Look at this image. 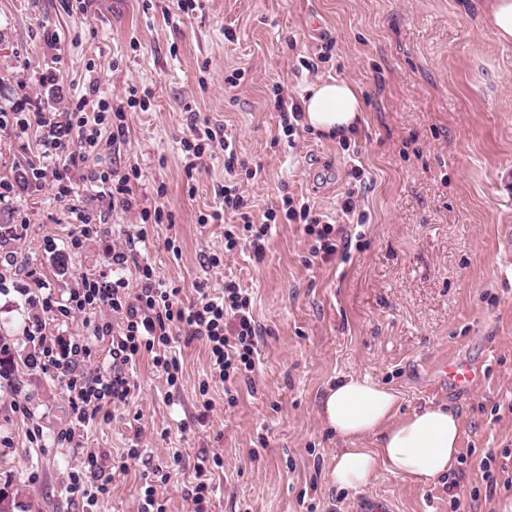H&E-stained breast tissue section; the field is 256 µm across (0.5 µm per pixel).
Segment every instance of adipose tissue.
<instances>
[{
  "label": "adipose tissue",
  "mask_w": 512,
  "mask_h": 512,
  "mask_svg": "<svg viewBox=\"0 0 512 512\" xmlns=\"http://www.w3.org/2000/svg\"><path fill=\"white\" fill-rule=\"evenodd\" d=\"M302 107L304 125L340 138L354 133L362 120L360 94L344 80L314 83ZM320 415L325 428L346 443L331 472L339 489L359 490L382 468L422 482L447 475L457 465L461 423L452 411L425 407L399 416L393 391L369 379L347 375L329 383ZM369 436L375 437V447H360Z\"/></svg>",
  "instance_id": "adipose-tissue-1"
}]
</instances>
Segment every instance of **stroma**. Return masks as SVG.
Returning a JSON list of instances; mask_svg holds the SVG:
<instances>
[{
	"label": "stroma",
	"instance_id": "obj_1",
	"mask_svg": "<svg viewBox=\"0 0 512 512\" xmlns=\"http://www.w3.org/2000/svg\"><path fill=\"white\" fill-rule=\"evenodd\" d=\"M175 2L95 0L84 16L68 0H0V183L10 188L0 201V332L35 361L0 378V482L17 488L24 512H86L67 486L96 451L126 460L96 512H139L142 477L159 466L171 473L165 512H188L197 460L217 453L208 512H350L362 495L392 501L394 512H512V43L486 28L483 0H199L190 15ZM329 40L331 57L319 61ZM237 68L245 79L229 86ZM92 78L117 102L148 87L150 106L125 108L120 140L103 123L84 179L61 197L34 180L47 164L44 128L19 121L32 112L64 121L67 101ZM329 78L359 91V132L344 141L303 125L287 146L272 86L299 99ZM188 103L200 121L231 129L240 157L262 167L246 186L257 211L287 194L332 216L358 188L365 220L346 225L349 247L324 262L311 257L302 225L280 224L262 256L247 250L205 267V251L223 247L237 218L199 221L221 203L224 154L186 179ZM357 162L361 185L350 175ZM133 166L136 203L163 207L173 224H140L87 178ZM81 219L99 231L67 248ZM141 229L128 279L151 265L189 303L221 291L229 272L249 293L255 370L228 405L205 342L179 336L177 386L142 353L129 403L67 438V374H92L96 363L66 371L42 349L84 341L101 352L110 340L46 310L45 299L68 296L81 274L105 268L108 240ZM443 355L480 362L471 394L436 396L432 364ZM348 374L392 389L401 413L454 411L456 468L423 483L382 469L359 493L333 485L342 442L324 428L319 399Z\"/></svg>",
	"mask_w": 512,
	"mask_h": 512
}]
</instances>
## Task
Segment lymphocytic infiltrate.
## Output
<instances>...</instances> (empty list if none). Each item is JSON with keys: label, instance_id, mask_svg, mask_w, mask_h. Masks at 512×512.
Returning <instances> with one entry per match:
<instances>
[{"label": "lymphocytic infiltrate", "instance_id": "lymphocytic-infiltrate-1", "mask_svg": "<svg viewBox=\"0 0 512 512\" xmlns=\"http://www.w3.org/2000/svg\"><path fill=\"white\" fill-rule=\"evenodd\" d=\"M109 109L108 100L100 97L93 80L84 95L68 103L66 127L77 131L76 140L63 138L58 130L52 129L40 141L44 158L51 160L64 153L70 161L68 167L52 170L53 181L72 180L74 169L96 148ZM216 148L224 152V206L209 213L207 219L223 225L225 252L247 246L254 255H262L273 227L293 223L302 225L304 233L313 237L312 256L327 261L336 255L342 239L341 225L313 212L307 202L283 196L280 209H267L261 222L253 221L252 199L237 175L242 172L253 180L260 171L239 159L234 135L211 131L202 138L193 133L182 137L180 150L186 177L194 178L205 157ZM228 211L240 216V224L225 223L224 214ZM129 253V243L113 241L107 250L106 271L81 276L79 288L57 301L58 310L64 314L98 315L94 329L97 335L110 339L108 365L96 369L92 376L73 374L67 380L65 394L74 428L88 427L107 404L128 402L133 385L127 371L141 352H155V363L164 371L167 383L175 384L180 371L179 360L172 352L176 341L172 331L176 328L205 340L212 369L226 384V401L235 404L231 385L254 371L258 355V327L248 295L235 280L228 278L221 293L186 304L180 301L178 289L166 287L156 279L152 266L146 264L138 268L137 285H129L123 275Z\"/></svg>", "mask_w": 512, "mask_h": 512}]
</instances>
